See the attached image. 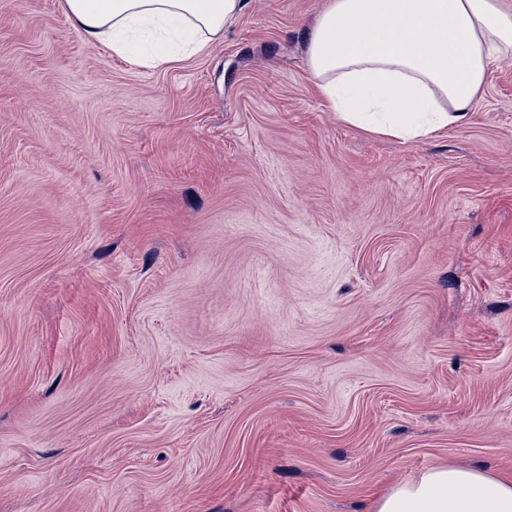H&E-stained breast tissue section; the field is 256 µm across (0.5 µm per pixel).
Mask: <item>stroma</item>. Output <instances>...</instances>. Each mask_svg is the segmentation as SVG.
Returning a JSON list of instances; mask_svg holds the SVG:
<instances>
[{
	"mask_svg": "<svg viewBox=\"0 0 512 512\" xmlns=\"http://www.w3.org/2000/svg\"><path fill=\"white\" fill-rule=\"evenodd\" d=\"M246 0L151 68L0 0V512H374L512 472V59L401 142Z\"/></svg>",
	"mask_w": 512,
	"mask_h": 512,
	"instance_id": "35a3bbf8",
	"label": "stroma"
}]
</instances>
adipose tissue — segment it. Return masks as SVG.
<instances>
[{"mask_svg":"<svg viewBox=\"0 0 512 512\" xmlns=\"http://www.w3.org/2000/svg\"><path fill=\"white\" fill-rule=\"evenodd\" d=\"M75 25L132 64L162 66L215 40L243 0H65ZM306 65L337 118L405 141L474 112L492 63L512 54V0H325ZM375 512H512V475L438 466Z\"/></svg>","mask_w":512,"mask_h":512,"instance_id":"obj_1","label":"adipose tissue"}]
</instances>
